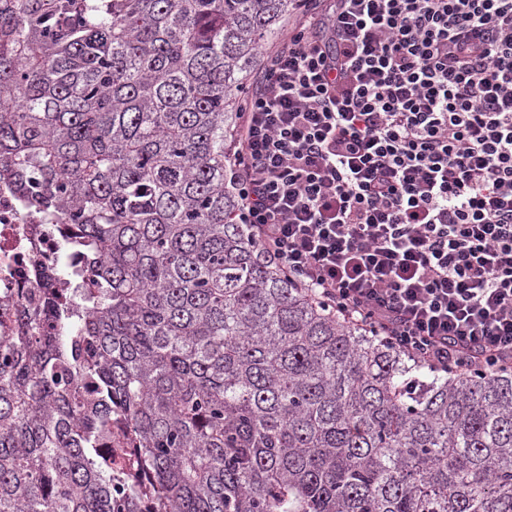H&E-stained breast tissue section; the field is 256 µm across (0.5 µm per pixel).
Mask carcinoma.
<instances>
[{
  "mask_svg": "<svg viewBox=\"0 0 512 512\" xmlns=\"http://www.w3.org/2000/svg\"><path fill=\"white\" fill-rule=\"evenodd\" d=\"M295 5L0 0V177L91 265L4 304L0 512H512V372L404 355L240 223L232 92Z\"/></svg>",
  "mask_w": 512,
  "mask_h": 512,
  "instance_id": "1",
  "label": "carcinoma"
}]
</instances>
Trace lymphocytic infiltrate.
Segmentation results:
<instances>
[{"mask_svg":"<svg viewBox=\"0 0 512 512\" xmlns=\"http://www.w3.org/2000/svg\"><path fill=\"white\" fill-rule=\"evenodd\" d=\"M228 159L267 259L440 369L512 371V0H297Z\"/></svg>","mask_w":512,"mask_h":512,"instance_id":"1","label":"lymphocytic infiltrate"}]
</instances>
